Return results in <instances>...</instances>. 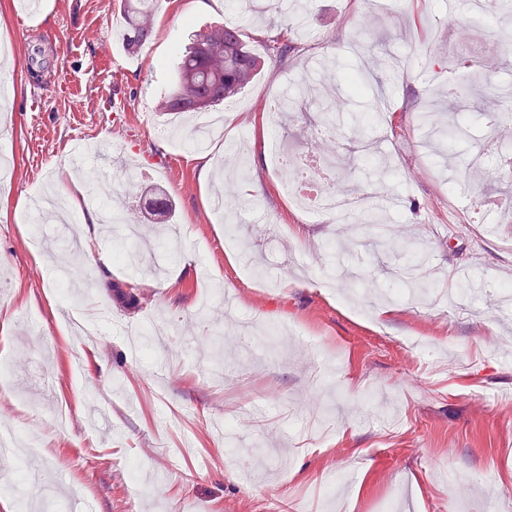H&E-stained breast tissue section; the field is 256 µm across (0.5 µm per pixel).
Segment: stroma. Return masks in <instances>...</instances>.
I'll use <instances>...</instances> for the list:
<instances>
[{"instance_id":"obj_1","label":"stroma","mask_w":512,"mask_h":512,"mask_svg":"<svg viewBox=\"0 0 512 512\" xmlns=\"http://www.w3.org/2000/svg\"><path fill=\"white\" fill-rule=\"evenodd\" d=\"M155 2L152 37L132 53L117 37L122 0H48L31 22L18 0H0V41L15 49L0 73V145L17 152L0 184V408L17 434L37 429L32 464L44 476L25 495L0 494V512L76 496L95 512H512V309L497 292L512 284V169L486 148L487 92L436 113L437 127L465 125L456 147L418 120L470 84L456 58L487 61L512 86V54L466 8L450 39L448 0L380 12L372 0H306L308 33H289L283 60L266 54L271 20L250 21L265 66L219 105L213 163L244 160L224 191L264 220L222 221L213 182L200 181L193 150L161 135L155 102L173 83L174 49L234 14ZM374 40L410 58L375 63L390 99L380 128L358 124L364 101L338 76ZM308 70L341 101L335 134L316 109H271ZM242 136L341 155L335 187L362 195L363 209L293 204L271 150L236 156ZM81 139L106 147L113 174L169 193L168 221L147 227L152 250L112 261L125 244L103 223L93 252L73 253L63 240L80 214L47 223L33 208ZM466 167L484 191L454 181ZM378 190L399 199L382 208L379 235L367 225ZM184 260L206 277L171 279Z\"/></svg>"}]
</instances>
